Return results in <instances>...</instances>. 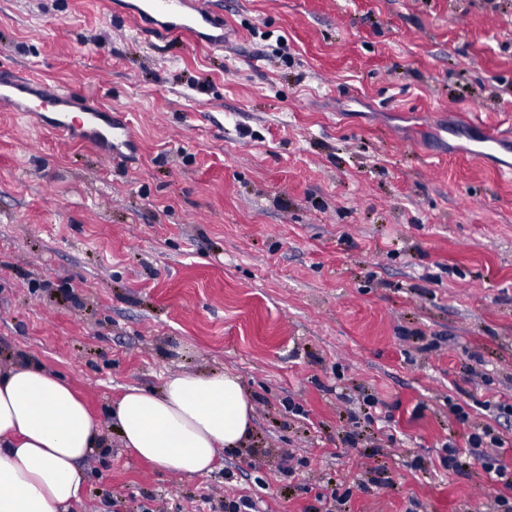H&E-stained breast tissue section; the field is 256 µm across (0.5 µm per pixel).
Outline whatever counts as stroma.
<instances>
[{"mask_svg": "<svg viewBox=\"0 0 512 512\" xmlns=\"http://www.w3.org/2000/svg\"><path fill=\"white\" fill-rule=\"evenodd\" d=\"M107 2L0 0V63L139 144L0 111V366L99 424L77 512H489L477 450L441 459L489 427L512 469V177L470 154L476 119L512 158V0H210L220 49ZM201 372L239 377L245 446L205 476L123 446L113 401Z\"/></svg>", "mask_w": 512, "mask_h": 512, "instance_id": "1", "label": "stroma"}]
</instances>
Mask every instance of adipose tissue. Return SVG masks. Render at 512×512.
<instances>
[{"label":"adipose tissue","mask_w":512,"mask_h":512,"mask_svg":"<svg viewBox=\"0 0 512 512\" xmlns=\"http://www.w3.org/2000/svg\"><path fill=\"white\" fill-rule=\"evenodd\" d=\"M111 416L138 457L199 476L253 428V406L226 372L174 376L156 391L127 388ZM100 443L64 378L28 362L0 368V512H70L84 481L77 463Z\"/></svg>","instance_id":"1"}]
</instances>
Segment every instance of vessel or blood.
<instances>
[{"label":"vessel or blood","instance_id":"1","mask_svg":"<svg viewBox=\"0 0 512 512\" xmlns=\"http://www.w3.org/2000/svg\"><path fill=\"white\" fill-rule=\"evenodd\" d=\"M122 13L148 36L177 35L199 45H224V20L206 0H130ZM0 107L23 113L64 137L87 143L106 157L135 150L137 140L124 113L95 98L0 67Z\"/></svg>","mask_w":512,"mask_h":512}]
</instances>
